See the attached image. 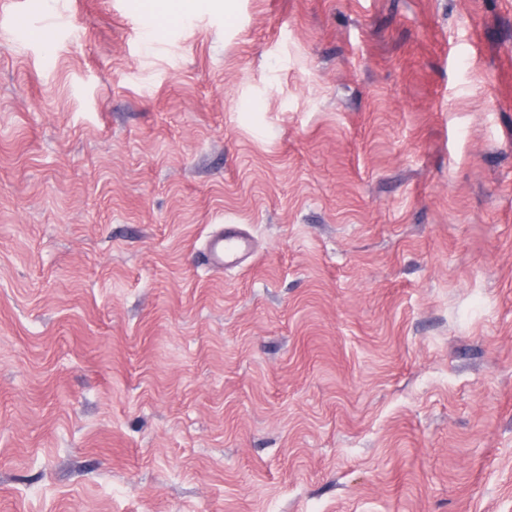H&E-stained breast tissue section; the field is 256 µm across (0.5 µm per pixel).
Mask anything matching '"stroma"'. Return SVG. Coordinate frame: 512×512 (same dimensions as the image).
Here are the masks:
<instances>
[{"label":"stroma","mask_w":512,"mask_h":512,"mask_svg":"<svg viewBox=\"0 0 512 512\" xmlns=\"http://www.w3.org/2000/svg\"><path fill=\"white\" fill-rule=\"evenodd\" d=\"M0 512H512V0H0ZM248 250V241L241 235L235 224H225L213 236L204 253V264L211 270L221 271L238 263Z\"/></svg>","instance_id":"1"}]
</instances>
